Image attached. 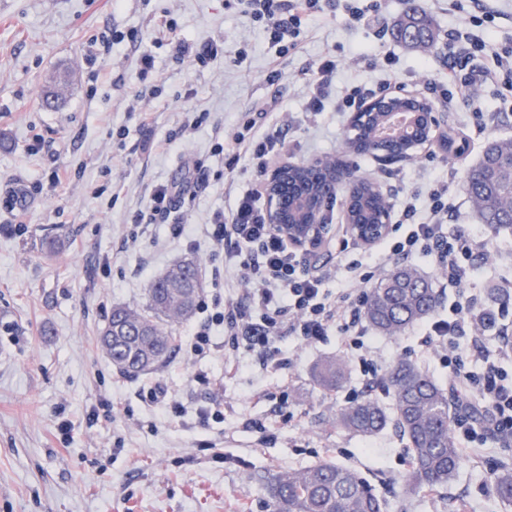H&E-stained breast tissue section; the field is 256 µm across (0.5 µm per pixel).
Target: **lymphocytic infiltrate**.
<instances>
[{
	"label": "lymphocytic infiltrate",
	"instance_id": "f902f5d3",
	"mask_svg": "<svg viewBox=\"0 0 512 512\" xmlns=\"http://www.w3.org/2000/svg\"><path fill=\"white\" fill-rule=\"evenodd\" d=\"M237 3L263 28L269 45L282 51L299 47L308 22L324 8L342 6L338 0H237ZM342 7L354 25L369 23L380 10L376 2L364 9L351 0ZM483 48V42L471 41L463 58H451L446 78L427 81L429 88L449 92L451 100L470 105L477 118L483 112L476 95L477 87L493 84L512 94V47L497 52L492 66H474L475 54ZM261 119V113H246L233 141L216 144L214 151L223 156L226 171H235L245 164L262 173L290 151L291 146L285 139L261 131ZM233 197L229 211L212 213L206 233L223 254L225 263L236 266L249 291L245 303L227 304L195 327L189 344L190 355L197 359L209 356L212 328L216 325L223 326L224 335L232 346L254 336L266 346L288 335L312 343L322 340L329 329L334 328L343 336L364 371L373 373L374 352L363 342L365 330L361 315L366 287L374 279V272L368 271L362 260L350 259L346 267L352 279L359 283V291L326 289L323 277L302 271L296 251L269 224L260 186L234 191ZM450 211L448 181L441 178L430 192L427 217L417 220L416 206L406 207L404 233L401 239L382 244L381 260L383 265L389 266L420 254L429 258L444 273L449 285L456 288L447 317L427 323L425 346L429 351L442 354L448 364V383L452 389L476 394L490 408L489 426L482 433L474 429L467 416L457 417L455 425L462 437L470 443L491 439L507 448L512 446V375L508 374L504 362L512 360V348L486 360L480 371H473L468 365L473 351L480 348L478 341L468 338L473 319L472 300L464 288L469 275L466 260L472 245L461 238L447 236L444 226ZM133 221L137 224L161 221L172 225L174 233H181L179 191L165 183L155 184L148 211L135 213Z\"/></svg>",
	"mask_w": 512,
	"mask_h": 512
}]
</instances>
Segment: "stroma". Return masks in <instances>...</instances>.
I'll return each mask as SVG.
<instances>
[{
    "mask_svg": "<svg viewBox=\"0 0 512 512\" xmlns=\"http://www.w3.org/2000/svg\"><path fill=\"white\" fill-rule=\"evenodd\" d=\"M419 2L437 29L431 48L413 50L391 35L408 0H380L377 20L366 25H351L343 9L325 11L309 23L301 46L279 58L264 30L232 0H121L116 7L110 0H0V197L16 187L26 192L23 223H10L0 205V512H271L259 476L325 457L361 471L387 500L388 512H452L458 497L470 512H512L492 490L495 474L512 466V447L487 442L463 456L449 487L407 495L399 481L404 444L393 428L365 438L336 426L349 401L384 397L382 376L399 361L447 380V363L423 351L422 325L393 337L367 333L375 376L349 361L334 330L316 343L284 337L275 354L245 342L235 349L220 343L191 364L178 350L137 377L118 372L100 345L113 306L145 309L149 283L180 260H196L202 296L243 297L233 268H226L223 287L210 279L217 254L204 226L231 204L224 158L213 146L231 141L244 113L272 100L279 109L268 121L281 123L291 162L346 159L358 176L377 182L392 219H400L413 194L448 175L455 204L449 235L493 243L473 248L467 292L497 312V324L475 323L473 333L491 352L512 345V232L482 224L465 187L484 146L512 137V100H500L493 86L479 87L485 114L477 125L467 104L430 95L446 112L449 130L465 134L466 151L457 157L431 145L382 169L371 157L345 152L350 115L337 111L336 99L346 88L412 74L415 93H427V78L448 73L455 32L486 42L475 58L479 65H491L492 52L512 46V0H488L497 17L482 26L472 21L479 0ZM164 12L179 35L223 42L224 56L201 68L176 62L173 45L156 48L148 79L164 84L166 95L140 101L142 49L129 36L148 32ZM103 34L121 41L111 52L91 51L90 38ZM327 53L335 54L337 68L323 112L311 119L309 69ZM374 56L392 57L394 64L371 66ZM275 66L283 77L272 85L266 76ZM188 87L195 94L182 99ZM143 110L151 114L146 128ZM192 112L207 113L206 124L157 149ZM120 129L121 140L113 136ZM56 172L65 176L57 188L51 185ZM199 177L204 187L182 204V235L161 222L132 224L134 212L148 209L156 183L180 187ZM325 218V256H302V266L329 276V288L356 289L344 266L377 247L350 235L340 203ZM48 235L65 241L52 259L41 251ZM332 356L346 360L348 374L329 393L318 386L315 369ZM196 372L204 381H192ZM147 384L160 389L156 401L141 399ZM174 403L182 417L172 413Z\"/></svg>",
    "mask_w": 512,
    "mask_h": 512,
    "instance_id": "1",
    "label": "stroma"
}]
</instances>
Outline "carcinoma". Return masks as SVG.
I'll use <instances>...</instances> for the list:
<instances>
[{"label":"carcinoma","instance_id":"carcinoma-1","mask_svg":"<svg viewBox=\"0 0 512 512\" xmlns=\"http://www.w3.org/2000/svg\"><path fill=\"white\" fill-rule=\"evenodd\" d=\"M399 25L408 29L421 47L436 41L432 22L414 4ZM389 113L377 111L358 131L347 137L348 150L369 153L367 145L380 147L379 129ZM334 176L329 168L312 163L288 170L281 191L295 196L312 191L307 210L292 216L294 224H309L321 208L333 202L324 187ZM467 193L481 223L497 230L512 231V139L490 141L477 165L467 176ZM349 220L372 232L382 223L389 202L369 180L352 188ZM193 261L170 268L148 288V312L115 305L102 331L101 346H110L112 365L128 375L147 373L162 366L177 342L175 325L196 312L201 283ZM438 304L431 283L409 267L399 268L370 288L364 308L368 326L385 336H396L430 317ZM346 363L336 357L317 369L318 384L334 391L345 379ZM385 391L391 403L376 397L356 400L336 414V426L369 437L389 424L405 440L408 468L401 478L407 493L426 488L437 491L455 477L461 463L460 449L451 436L453 405L442 384L429 372L406 360L389 371ZM272 512H386L385 500L356 470L325 459L300 470L264 477ZM495 495L512 502V468L501 469L493 481Z\"/></svg>","mask_w":512,"mask_h":512}]
</instances>
